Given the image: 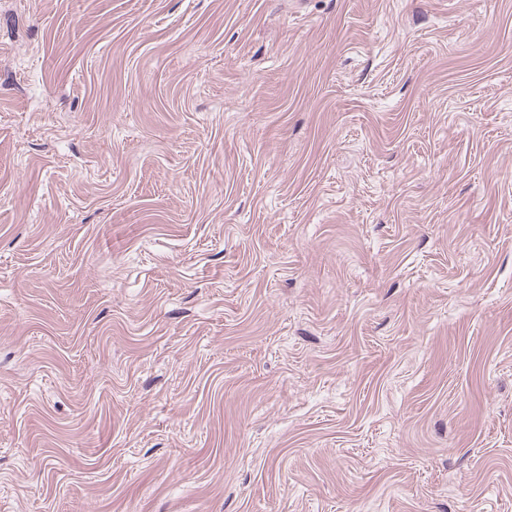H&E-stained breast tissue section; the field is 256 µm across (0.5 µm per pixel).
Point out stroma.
Masks as SVG:
<instances>
[{
  "label": "stroma",
  "mask_w": 512,
  "mask_h": 512,
  "mask_svg": "<svg viewBox=\"0 0 512 512\" xmlns=\"http://www.w3.org/2000/svg\"><path fill=\"white\" fill-rule=\"evenodd\" d=\"M0 512H512V0H0Z\"/></svg>",
  "instance_id": "35a3bbf8"
}]
</instances>
